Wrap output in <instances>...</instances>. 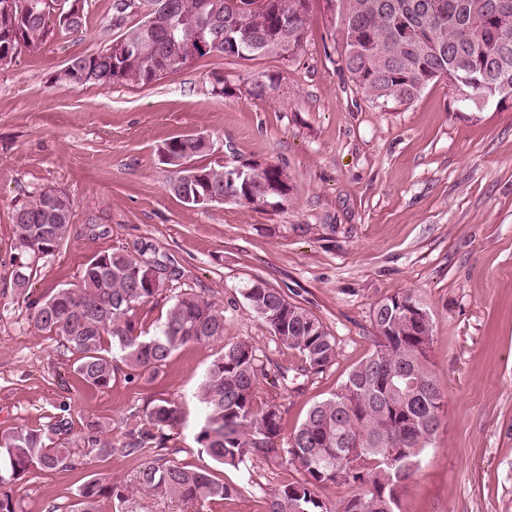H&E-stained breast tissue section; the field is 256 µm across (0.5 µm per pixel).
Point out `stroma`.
Listing matches in <instances>:
<instances>
[{
  "label": "stroma",
  "mask_w": 512,
  "mask_h": 512,
  "mask_svg": "<svg viewBox=\"0 0 512 512\" xmlns=\"http://www.w3.org/2000/svg\"><path fill=\"white\" fill-rule=\"evenodd\" d=\"M113 3L88 0L80 30L59 29L41 53L0 66V431L63 415L71 436L94 418L114 441L165 398L184 411L169 459L207 463L195 441L197 393L220 343L181 348L149 382L116 372L99 391L80 381L59 339L34 329L31 301L78 283L101 251L178 271L140 308L146 329L185 290L223 306L224 338L256 346L260 392L279 405L286 437L371 350L375 303L411 293L432 314L428 360L445 405L399 512H512V100L460 112L439 82L410 104L372 101L340 67L342 33L326 0H310L303 45L290 59L211 56L145 87H54L69 58L122 33ZM218 77L235 95L213 94ZM254 77L265 94H239ZM187 134L209 139V162L282 168L285 205L187 207L169 190L174 173L158 152ZM46 188L69 195L70 233L35 259L22 295L12 284L13 203ZM257 279L323 322L337 341L333 366L279 378L276 365L298 354L250 312L243 291ZM88 476L127 484L138 512H193L139 491L136 462L121 456L35 473L15 493L24 512H70ZM219 476L241 493L215 512H262L265 497L301 473L258 457Z\"/></svg>",
  "instance_id": "stroma-1"
}]
</instances>
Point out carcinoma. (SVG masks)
<instances>
[{
	"label": "carcinoma",
	"instance_id": "cac0c4a2",
	"mask_svg": "<svg viewBox=\"0 0 512 512\" xmlns=\"http://www.w3.org/2000/svg\"><path fill=\"white\" fill-rule=\"evenodd\" d=\"M115 0L117 20L142 3L143 14L112 44L93 54L76 56L58 69L52 84L148 86L165 75L212 55L202 45L218 31L220 56L254 60L288 56L301 48L308 25L309 0ZM433 0H336L342 25V68L356 90L376 101L411 103L431 84L444 82L463 108L481 111L489 102L512 99V30L500 29L504 6L512 0H444L436 14ZM86 0H0V65L23 54L40 52L58 26L79 30ZM133 46L117 55L112 45ZM193 45L197 54L186 51ZM160 156L171 154L176 176L169 189L184 204L197 207L196 194L222 195L233 189L238 205L263 210L288 195V175L273 165L260 172L238 173L220 163L200 165L205 155L197 136L167 140ZM279 185L280 195L267 189ZM72 213L70 197L47 189L13 208L15 245L19 253L49 255L65 240ZM178 273L161 264L139 261L114 250L93 256L79 283L35 300V328L62 340L76 355L74 373L89 388L112 385L120 356L128 381L153 379L179 349L193 344L224 342L200 387L201 420L195 440L213 466L188 465L146 455L168 448L182 410L171 400L147 407L144 423L123 441L104 437L106 426L88 420L77 440L69 439L62 417L46 428L16 426L0 431V512H23L12 487L33 472L74 470L81 456L113 455L139 460V484L153 494L173 496L213 512V505L240 495V488L218 479L214 467L234 469L253 457L284 455L297 464L303 478L280 486L264 501V512H397L399 488L417 473L419 458L439 425L445 394L432 372L427 349L433 324H416L412 309H426L406 293L378 301L372 310V349L329 397L310 406L303 421L277 446L282 434L279 406L262 399L256 347L246 339L224 341V309L194 292L175 297L164 321L147 331L138 317L142 305L160 295ZM30 266L17 262L13 285L23 292ZM249 309L270 329L277 343L296 351L298 370L320 374L335 364L337 341L312 312L289 301L261 280L244 291ZM81 449L76 453L73 448ZM328 485L345 486L349 494L334 504L319 492ZM108 500L114 512H137L126 486L84 481L72 512H102Z\"/></svg>",
	"mask_w": 512,
	"mask_h": 512
}]
</instances>
